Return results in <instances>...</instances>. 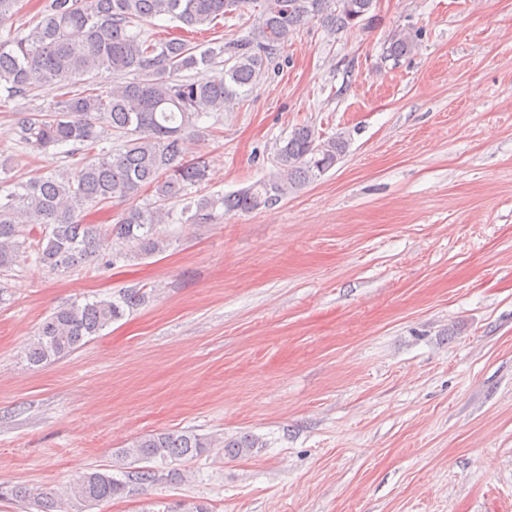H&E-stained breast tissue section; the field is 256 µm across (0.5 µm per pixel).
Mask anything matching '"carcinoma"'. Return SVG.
Wrapping results in <instances>:
<instances>
[{"instance_id":"obj_1","label":"carcinoma","mask_w":512,"mask_h":512,"mask_svg":"<svg viewBox=\"0 0 512 512\" xmlns=\"http://www.w3.org/2000/svg\"><path fill=\"white\" fill-rule=\"evenodd\" d=\"M374 0H45L34 25L0 39V87L6 98H26L44 84L67 88L48 114L12 112L17 143L47 153L60 147L81 159L62 170L14 186L0 198V268L15 262L27 228L40 231L36 262L52 272L90 264L103 268L134 257L163 252L169 238L161 226L180 220L212 224L237 212L272 209L294 191L322 176L345 155L341 137L323 138L312 125L294 128L276 145L277 171L228 194L190 198L175 217L172 204L209 174L204 162L187 158V144L202 136V110L215 114L252 91L265 65L288 46L306 23L318 20L331 33L368 28ZM257 23L249 35L216 41L201 50L180 37L151 38L141 26L166 16L186 27L210 26L251 4ZM22 9V0H0V27ZM415 39L405 30L392 33L386 57L411 54ZM224 58V74L204 81L177 74ZM133 73L101 92L79 87L85 77ZM116 137L115 152L98 150ZM153 201L141 206V193ZM114 201L127 204L115 222L87 219L95 208ZM144 288H127L108 298L74 301L53 310L39 324L26 356L33 365L65 357L148 302ZM218 439L191 430L147 434L112 454V470L80 475L61 495L25 484H0V501L25 505L28 512H67L65 502L99 506L133 488L178 482L175 462L217 447ZM224 455L249 456L263 441L249 433L226 438Z\"/></svg>"}]
</instances>
